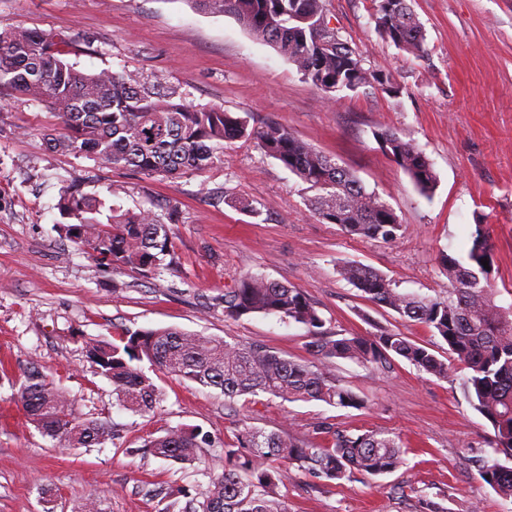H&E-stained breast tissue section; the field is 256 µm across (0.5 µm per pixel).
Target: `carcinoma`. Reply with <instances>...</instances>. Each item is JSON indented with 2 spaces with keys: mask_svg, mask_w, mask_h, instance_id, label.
Masks as SVG:
<instances>
[{
  "mask_svg": "<svg viewBox=\"0 0 512 512\" xmlns=\"http://www.w3.org/2000/svg\"><path fill=\"white\" fill-rule=\"evenodd\" d=\"M209 14H231L256 37L270 43L313 86L332 100L335 93H356L387 83L363 66L360 54L327 26L326 0H190ZM372 20L377 32L397 48L421 57L426 34L407 0H375ZM62 35L0 22V91L55 107L57 132L48 134L55 152L89 156L101 168H128L146 176L177 177L202 172L223 162L224 145L245 139L296 175L313 195L314 214L350 235L390 242L401 224L394 211L368 192L357 176L321 154L287 129L250 126L249 116L221 108L175 102L151 91L133 74L103 69L87 74L67 61ZM376 137L384 151L425 195L437 176L424 153L390 129ZM69 219L59 231L82 247L99 267H124L144 277L167 269L172 255L168 226L150 209L132 211L83 192L78 185L63 191L58 202ZM492 242L483 225H475L466 256L441 253L448 278L444 295L422 296L398 291L386 275L362 264L347 263L339 274L372 304L416 322L448 346V358L389 329L367 335H323L325 320L298 288L246 274L224 289V316L275 315L305 325L314 335V360L290 359L255 343L229 342L177 328L126 330L115 343L93 339L89 357L112 383V393L126 409L147 414L159 404V390L141 363L203 388L220 391L233 403L266 394L284 401H321L329 406L359 408L365 401L342 387L330 367L355 361L381 370L401 358L418 370L448 378L465 370L462 388L474 409L494 431L496 457L481 477L500 496L512 498V309L495 303L490 271ZM18 399L29 422L59 445L91 447L112 440L105 422L81 418L72 402L42 367H27ZM317 435L331 437L319 446L284 430L245 428L224 445L217 473L185 512H287L278 492L286 472L280 461L325 485L356 474L366 478L391 473L403 464L398 437L379 430L351 432L324 423ZM200 432L170 428L143 445L155 458L178 464L196 459Z\"/></svg>",
  "mask_w": 512,
  "mask_h": 512,
  "instance_id": "carcinoma-1",
  "label": "carcinoma"
}]
</instances>
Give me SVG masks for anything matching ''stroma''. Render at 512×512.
Instances as JSON below:
<instances>
[{"mask_svg":"<svg viewBox=\"0 0 512 512\" xmlns=\"http://www.w3.org/2000/svg\"><path fill=\"white\" fill-rule=\"evenodd\" d=\"M426 33L415 57L382 38L372 0H327L330 27L389 88L342 92L330 100L287 59L231 15L208 14L190 0H0V22L51 30L71 42L76 69L165 78L175 100L280 125L352 170L402 225L391 243L349 236L321 221L310 192L252 141L224 148V161L177 178L99 168L88 157L47 149L52 109L0 99V512H79L98 496L104 512H162L152 488L179 491V503L206 489L213 465L238 430H288L312 438L315 423L399 436L402 466L368 479L318 487L296 468L279 493L288 512H512L480 477L493 458V430L460 380H442L397 358L372 372L337 361L339 382L363 397L361 409L287 402L260 395L227 405L219 391L151 370L161 400L152 414L122 408L86 352L92 339L125 330L175 327L241 343L260 342L288 358L311 359L312 335L269 315H224L225 288L255 273L300 288L326 324V335L394 330L444 355L446 344L423 326L364 300L338 264L382 272L398 290L436 295L448 286L439 255H464L476 225L493 243L490 279L496 302L512 306V0H408ZM389 128L426 155L437 186L425 195L383 151L375 131ZM129 210L170 220L174 269L143 277L99 268L57 229L64 187ZM245 197L249 216L232 204ZM41 365L83 418L108 423L112 441L62 448L31 425L16 381ZM173 427L197 428L210 446L178 465L140 452Z\"/></svg>","mask_w":512,"mask_h":512,"instance_id":"35a3bbf8","label":"stroma"}]
</instances>
